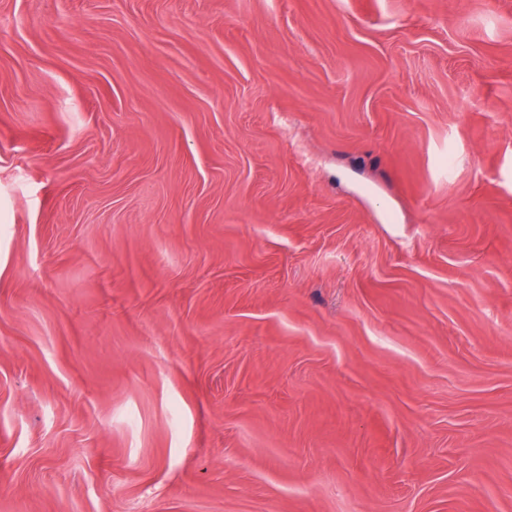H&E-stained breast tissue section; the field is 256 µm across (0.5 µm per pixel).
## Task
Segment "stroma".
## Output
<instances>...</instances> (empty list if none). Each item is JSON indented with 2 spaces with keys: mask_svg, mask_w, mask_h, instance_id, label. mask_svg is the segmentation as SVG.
<instances>
[{
  "mask_svg": "<svg viewBox=\"0 0 512 512\" xmlns=\"http://www.w3.org/2000/svg\"><path fill=\"white\" fill-rule=\"evenodd\" d=\"M0 512H512V0H0Z\"/></svg>",
  "mask_w": 512,
  "mask_h": 512,
  "instance_id": "1",
  "label": "stroma"
}]
</instances>
